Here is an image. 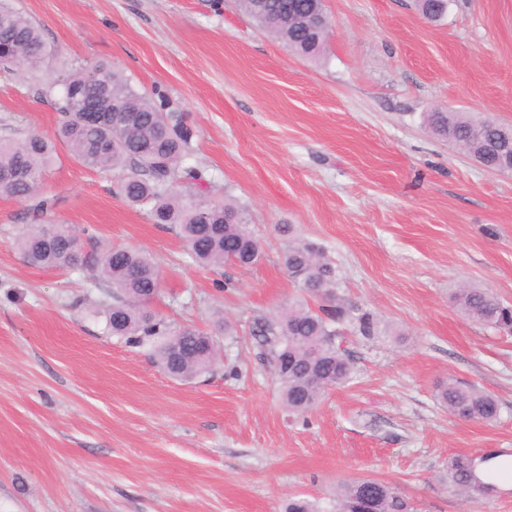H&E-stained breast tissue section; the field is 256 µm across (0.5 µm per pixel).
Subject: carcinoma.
I'll list each match as a JSON object with an SVG mask.
<instances>
[{"label":"carcinoma","instance_id":"obj_1","mask_svg":"<svg viewBox=\"0 0 512 512\" xmlns=\"http://www.w3.org/2000/svg\"><path fill=\"white\" fill-rule=\"evenodd\" d=\"M243 9L273 37L298 56L320 58L326 33L304 28L301 20L325 13L324 0H239ZM450 0H416L423 17L437 21ZM47 53L39 26L0 0V68L34 69ZM88 73L69 74L59 92L49 85L44 95H56L60 121L57 139L84 166L117 175L115 192L129 205L143 207L155 224L179 229L187 254L204 267L225 264L251 266L261 249L249 230L244 212L214 199L203 172L186 164L193 133L178 112H168L139 92L117 70L99 62ZM431 130L462 141L480 165L506 172L500 148L512 127L463 112H431ZM55 157V146L36 132L21 140L0 139V195L31 202L33 216L50 211L55 198L44 187V176ZM16 247L34 267L67 269L87 264L80 236L67 224H28ZM98 278L112 288V303L97 312L106 331L137 346H146L168 375L183 381L213 371L218 361L214 336L194 325L176 324L151 309L159 295L160 276L150 257L139 250L108 249L91 258ZM284 266L303 297L276 313L255 320L252 337L282 387L288 410L307 413L326 390L352 378L353 363L336 346L339 326L372 340L388 330L369 312H359L343 297L336 268L311 243L295 242L284 254ZM457 300L472 321L512 332V309L491 291L463 288ZM448 412L464 420L492 422L498 401L489 393L453 383L440 386ZM501 454L478 458L460 454L448 464V482L463 492L487 493L491 477L504 466ZM285 512H321L306 498H291ZM336 512H415L395 486L375 479L346 481L336 486Z\"/></svg>","mask_w":512,"mask_h":512}]
</instances>
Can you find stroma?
<instances>
[{"label": "stroma", "mask_w": 512, "mask_h": 512, "mask_svg": "<svg viewBox=\"0 0 512 512\" xmlns=\"http://www.w3.org/2000/svg\"><path fill=\"white\" fill-rule=\"evenodd\" d=\"M49 50L37 71L0 70V138L55 141L40 89L105 61L163 97L193 132L190 164L243 208L264 257L206 268L176 227L113 191V176L57 144L47 216L82 229V252L147 251L152 308L212 333L222 361L192 382L109 335L93 268L39 269L14 245L27 204L0 195V512H332L337 483L373 478L419 512H512V475L470 498L440 477L457 454L512 457V335L465 319L459 288L512 305V173L486 170L434 134L429 112L512 125V0H451L425 20L413 0H325L321 59L295 55L239 0H12ZM310 241L357 309L393 333L343 329L346 384L288 412L251 337L300 297L282 256ZM235 335H225L223 321ZM493 395L490 423L450 414L440 383Z\"/></svg>", "instance_id": "obj_1"}]
</instances>
